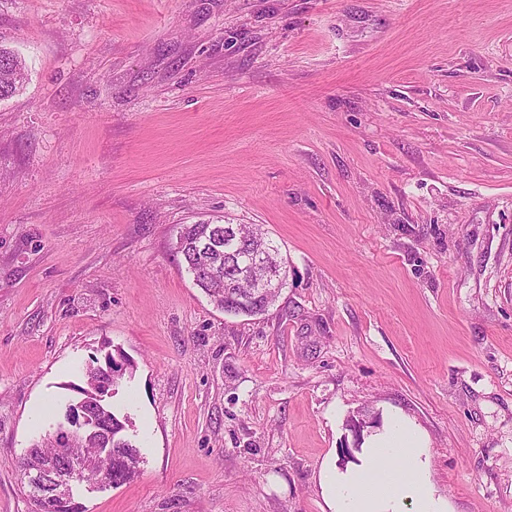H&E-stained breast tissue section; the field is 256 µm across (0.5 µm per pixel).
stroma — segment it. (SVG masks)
I'll list each match as a JSON object with an SVG mask.
<instances>
[{"mask_svg": "<svg viewBox=\"0 0 512 512\" xmlns=\"http://www.w3.org/2000/svg\"><path fill=\"white\" fill-rule=\"evenodd\" d=\"M0 512L106 353L140 473L83 512H329L396 408L448 512H512V0H0ZM288 285L216 309L181 225ZM25 65L12 51L0 47V100L12 96L23 84ZM229 225L234 224H184L177 232L175 250L180 254L185 269L198 286L210 299V301L224 313L233 315L256 316L265 314L269 310V304H265L264 298H253L243 301L235 294V289L230 288L241 274L239 266L247 264L246 253L240 246L253 248H267L274 254L273 260L277 263L284 278V286L287 284L285 262L280 257L279 249L266 234L254 224L240 225L239 234L243 236L240 241L231 236ZM213 243L220 249V261L208 269L202 268L198 263L197 249L201 243ZM259 269L262 277L258 282L259 295L270 294L279 288V277L273 276L270 271V262L265 255H254L253 259L244 266V272Z\"/></svg>", "mask_w": 512, "mask_h": 512, "instance_id": "35a3bbf8", "label": "stroma"}]
</instances>
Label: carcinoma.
Listing matches in <instances>:
<instances>
[{"instance_id":"carcinoma-1","label":"carcinoma","mask_w":512,"mask_h":512,"mask_svg":"<svg viewBox=\"0 0 512 512\" xmlns=\"http://www.w3.org/2000/svg\"><path fill=\"white\" fill-rule=\"evenodd\" d=\"M25 65L12 51L0 47V100L12 96L23 84ZM239 240L231 236L226 224H184L177 232L175 250L180 254L185 269L210 301L227 314L256 316L269 310L262 298L243 301L231 288L241 274L240 267L247 264L243 247L267 248L273 260L286 274L285 262L279 249L254 224L240 225ZM219 246L220 261L208 269L198 263L197 249L201 243ZM123 365L113 355H105L102 365L87 369L86 387L81 389L82 415L88 425L72 431L58 429L33 443L19 461V470L34 472L49 467L65 469L66 458L87 463L84 481L101 482L114 487L132 479L139 464L137 446L124 435L125 422L104 403L122 377Z\"/></svg>"}]
</instances>
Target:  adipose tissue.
I'll use <instances>...</instances> for the list:
<instances>
[{"instance_id": "ef3b65f1", "label": "adipose tissue", "mask_w": 512, "mask_h": 512, "mask_svg": "<svg viewBox=\"0 0 512 512\" xmlns=\"http://www.w3.org/2000/svg\"><path fill=\"white\" fill-rule=\"evenodd\" d=\"M427 439L419 426L396 410L364 444L360 462L321 473L330 512H448L429 476Z\"/></svg>"}]
</instances>
